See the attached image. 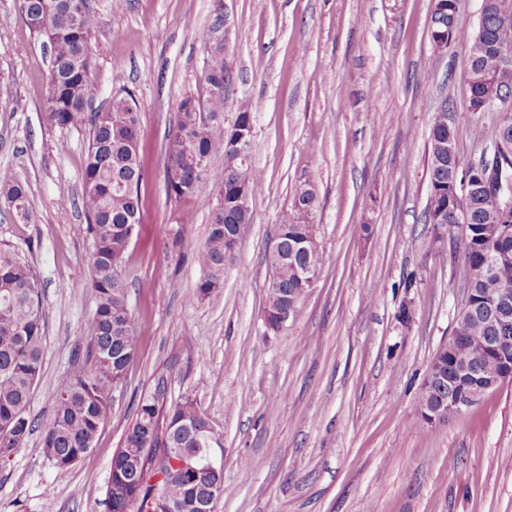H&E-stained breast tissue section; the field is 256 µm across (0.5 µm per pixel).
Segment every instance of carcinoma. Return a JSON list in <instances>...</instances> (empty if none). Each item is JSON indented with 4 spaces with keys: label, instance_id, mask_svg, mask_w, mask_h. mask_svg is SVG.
<instances>
[{
    "label": "carcinoma",
    "instance_id": "obj_1",
    "mask_svg": "<svg viewBox=\"0 0 512 512\" xmlns=\"http://www.w3.org/2000/svg\"><path fill=\"white\" fill-rule=\"evenodd\" d=\"M465 0H435V13L443 15L448 37L469 45L467 69L488 74L512 93V66L502 64L500 50L512 51V19L504 20L497 0H481L476 30L458 27ZM20 15L32 22L29 29L44 39L51 51L46 120L59 129L89 126V147L82 173L81 207L87 231L95 240L89 264L98 304L85 327L86 368L71 376L56 396L50 423L41 433L44 455L58 468L77 463L94 446L112 400V387L122 381L139 344L134 332L121 328L128 315V291L122 268L129 246L128 225L140 220L139 186L145 171L138 153L140 111L133 92L122 86L108 106L93 111L90 71L91 37L98 19L89 0H20ZM201 82L205 97H183L178 121L168 139L166 156L168 189L177 198L193 197L209 209L206 241L197 245L184 238L176 243L181 256H190L203 277L188 303L203 300L224 286V250L231 235L246 237L252 223L250 209L239 207L245 191L253 197L263 177L251 163L233 161L237 132L224 124V93L231 71L224 47L205 36ZM453 119V128L446 122ZM463 116L444 109L434 113L428 145L429 193L423 223L442 214L448 234L460 233L467 276L473 295L463 324L455 325L454 344L448 347L444 382L427 378L419 399L465 398L485 379L499 371V360L473 342L477 337L509 336L512 351V313L505 315L487 305L503 290H512V212L505 207L502 189L512 191V134L496 142L492 158L484 163L483 177L471 181L466 195L448 196L450 174L470 171L473 161L462 159L456 144L457 126ZM224 150V172L216 183L194 176V161ZM0 202L26 223L30 219L25 187L0 179ZM312 188H295L291 206L278 224L288 254L269 257L275 286L268 288L264 313L285 302L283 291L300 302L306 292L298 271L316 253L313 225L308 221L315 207ZM43 308L31 269L7 249L0 248V460L9 459L33 433L28 404L42 368ZM221 433L197 403L184 397L169 400L167 381L155 379L151 391L140 399L121 451L112 459L103 503L106 512H153L151 504L166 501L174 512H213L214 505L232 494L224 486L223 472L207 463V449L220 444ZM200 461L197 470L184 465L190 456Z\"/></svg>",
    "mask_w": 512,
    "mask_h": 512
}]
</instances>
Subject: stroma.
Listing matches in <instances>:
<instances>
[{"instance_id": "1", "label": "stroma", "mask_w": 512, "mask_h": 512, "mask_svg": "<svg viewBox=\"0 0 512 512\" xmlns=\"http://www.w3.org/2000/svg\"><path fill=\"white\" fill-rule=\"evenodd\" d=\"M91 3L94 102L122 84L141 112L143 210L123 266L139 346L93 450L55 467L39 429L81 364L97 307L85 273L94 241L74 203L89 133L47 125L49 55L19 0H0V178L25 186L31 212L23 224L0 205V247L31 267L45 310L28 407L38 430L0 461V512H104L112 457L162 373L170 399L193 398L223 434L211 455L233 494L215 512H512V382L437 426L416 406L465 278L459 239L439 255L423 222L433 113L447 99L462 112L465 159L496 141L493 114L463 112L468 44L432 46L433 0ZM206 32L223 36L233 74L225 123L240 99L262 103L251 162L264 185L238 268L190 305L202 272L174 243L203 244L208 211L170 194L165 150L181 98L204 93ZM301 184L317 195L319 264L294 318L273 335L263 322L269 254Z\"/></svg>"}]
</instances>
